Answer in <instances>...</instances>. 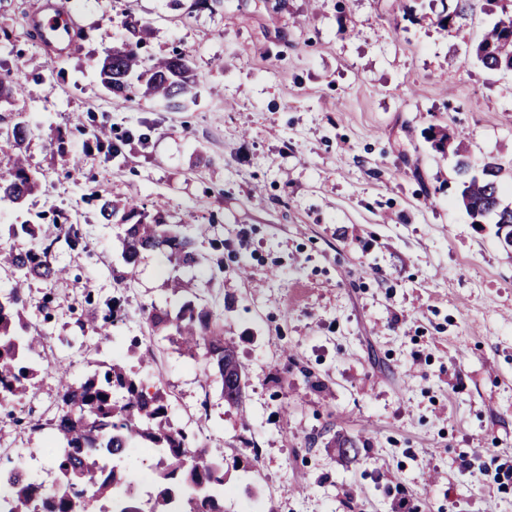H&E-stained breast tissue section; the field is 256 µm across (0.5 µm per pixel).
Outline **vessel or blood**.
<instances>
[{
	"mask_svg": "<svg viewBox=\"0 0 512 512\" xmlns=\"http://www.w3.org/2000/svg\"><path fill=\"white\" fill-rule=\"evenodd\" d=\"M26 30L52 60L73 54L81 44V26L67 0H39Z\"/></svg>",
	"mask_w": 512,
	"mask_h": 512,
	"instance_id": "obj_1",
	"label": "vessel or blood"
}]
</instances>
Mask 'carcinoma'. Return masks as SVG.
I'll list each match as a JSON object with an SVG mask.
<instances>
[{
	"instance_id": "obj_1",
	"label": "carcinoma",
	"mask_w": 512,
	"mask_h": 512,
	"mask_svg": "<svg viewBox=\"0 0 512 512\" xmlns=\"http://www.w3.org/2000/svg\"><path fill=\"white\" fill-rule=\"evenodd\" d=\"M475 55L490 71L512 65V14L485 30ZM100 75L104 87L116 96L134 94L135 79L145 93L168 104L183 98L194 83L185 53L147 63L129 44L112 49ZM29 133L22 121L0 127V136L16 144L24 142ZM465 152L457 146L464 208L472 219L492 216L495 227L507 225L512 232V204L504 203L501 196L502 180L512 178V169L492 159L481 175L471 176ZM39 183V173L16 156L0 168V201L8 200L22 209ZM99 214L109 224L120 218L126 270L117 276L118 282L134 277L146 252L161 250L177 267L190 268L198 262L194 239L160 215L148 221L136 206L120 207L106 196L100 197ZM8 234L16 244L0 251V271L14 281L13 288L0 291V404L20 402L32 381L53 369L58 415L45 449L54 464L55 480L45 484L22 463L1 472L0 481L10 486L6 512H89L91 503L102 500L109 506L100 512H112L110 502L128 477L123 462L136 448H148L158 456V491L144 501H127L121 512H224V459L211 456L205 448L189 447L185 431L172 420L167 393L160 386L147 385L118 363L99 365L83 379H72L56 366L46 336L27 316L25 286L65 274L66 268L53 264L52 253L62 241L71 250L77 248L82 243L79 229L66 221L50 230L25 220L10 225ZM120 316V303L114 300L103 321L92 323L91 330L108 337L110 326ZM145 322L150 336H160L173 350L202 360L203 374L214 373L225 402L243 405L248 388L245 368L208 306L193 300L175 309L152 305L145 309Z\"/></svg>"
}]
</instances>
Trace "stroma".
Here are the masks:
<instances>
[{
    "mask_svg": "<svg viewBox=\"0 0 512 512\" xmlns=\"http://www.w3.org/2000/svg\"><path fill=\"white\" fill-rule=\"evenodd\" d=\"M37 2L0 0L14 32L0 80L16 88L0 115L29 127L23 150L43 173L28 212L0 201V247L30 212L79 228L81 246L53 254L68 276L28 292L33 306L50 296V320L34 321L71 377L116 361L164 387L190 446L224 460L225 512H396L404 499L512 512V250L493 219L466 213L454 156L462 143L473 167L512 162V71L473 56L493 19L484 0L458 19L457 0H70L86 38L55 62L22 27ZM131 16L149 27L143 57L188 54L183 108L102 86ZM102 127L117 152L92 150ZM105 193L190 233L205 225L199 264L177 273L150 252L117 286ZM177 274L236 343L243 407L146 331L143 305L183 302ZM115 299L111 338L95 335L91 317ZM56 413L50 372L0 407V448L43 480Z\"/></svg>",
    "mask_w": 512,
    "mask_h": 512,
    "instance_id": "35a3bbf8",
    "label": "stroma"
}]
</instances>
